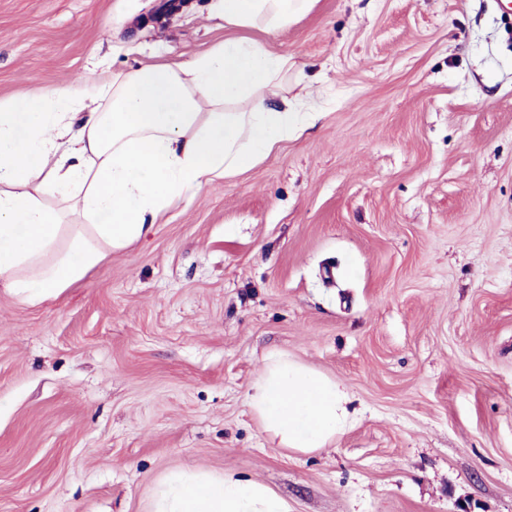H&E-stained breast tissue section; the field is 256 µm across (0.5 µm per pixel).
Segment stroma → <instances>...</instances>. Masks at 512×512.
Wrapping results in <instances>:
<instances>
[{
	"label": "stroma",
	"mask_w": 512,
	"mask_h": 512,
	"mask_svg": "<svg viewBox=\"0 0 512 512\" xmlns=\"http://www.w3.org/2000/svg\"><path fill=\"white\" fill-rule=\"evenodd\" d=\"M0 0V105L190 58L208 0ZM322 117L57 298L0 287V512H150L174 469L289 512H512V28L495 0H318L268 37ZM285 354L354 421L279 447Z\"/></svg>",
	"instance_id": "stroma-1"
}]
</instances>
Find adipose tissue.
Listing matches in <instances>:
<instances>
[{
    "mask_svg": "<svg viewBox=\"0 0 512 512\" xmlns=\"http://www.w3.org/2000/svg\"><path fill=\"white\" fill-rule=\"evenodd\" d=\"M226 36L186 60L156 55L103 79L101 98L58 87L0 112V286L36 304L151 232L171 206L260 163L307 118L286 102L289 58L266 36L317 0H215ZM282 446L317 451L353 413L345 387L271 356L248 397ZM152 512H288L264 484L204 471L164 480Z\"/></svg>",
    "mask_w": 512,
    "mask_h": 512,
    "instance_id": "1",
    "label": "adipose tissue"
}]
</instances>
